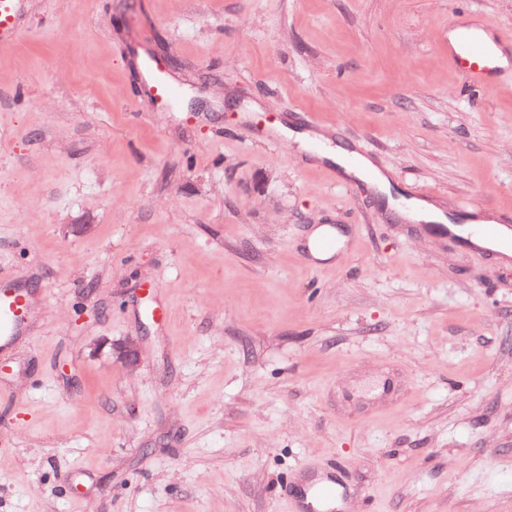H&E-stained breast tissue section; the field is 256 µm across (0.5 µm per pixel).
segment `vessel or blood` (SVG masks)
<instances>
[{
  "label": "vessel or blood",
  "mask_w": 512,
  "mask_h": 512,
  "mask_svg": "<svg viewBox=\"0 0 512 512\" xmlns=\"http://www.w3.org/2000/svg\"><path fill=\"white\" fill-rule=\"evenodd\" d=\"M26 13L25 0H0V50L12 46L18 39ZM512 51V41L496 35L487 36L485 27L466 22L456 23L448 32V63L463 67L475 83L507 75L503 57ZM142 76L147 88L165 100H176L181 90L170 82L155 63L142 62ZM31 301L21 286L18 273L0 270V361H7L11 349L27 335ZM339 490L335 483L325 482L305 489L303 496L292 497L289 512H301L304 502L315 505L314 512H329Z\"/></svg>",
  "instance_id": "1"
}]
</instances>
